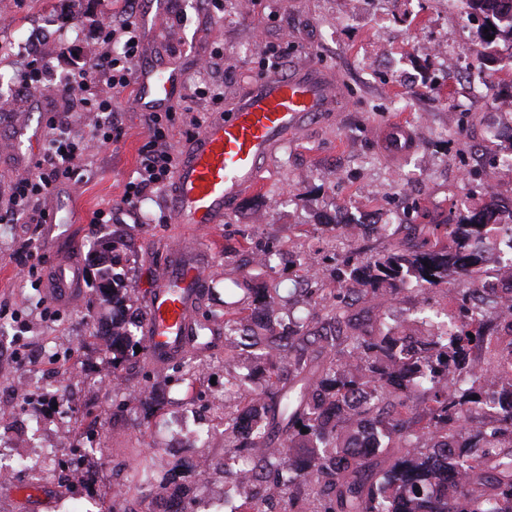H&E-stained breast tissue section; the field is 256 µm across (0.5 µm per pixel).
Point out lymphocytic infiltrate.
Here are the masks:
<instances>
[{"label": "lymphocytic infiltrate", "instance_id": "f902f5d3", "mask_svg": "<svg viewBox=\"0 0 512 512\" xmlns=\"http://www.w3.org/2000/svg\"><path fill=\"white\" fill-rule=\"evenodd\" d=\"M124 2L128 6L127 19L120 27H107L104 46L98 55L101 70L118 93L134 88V64L139 57V39L133 21L135 12L131 8L133 0ZM116 44L121 47L117 53L112 50ZM68 88L76 94L75 111L95 115L92 132L88 138L72 139L59 133L57 118L49 119L47 149L30 166L28 173L14 182L6 204L0 205L1 224L46 223L49 212L38 208V201L52 196L61 184L70 180L92 149L109 146L122 135L123 128L111 100L99 94L92 80L81 76L73 79ZM174 120L169 111L149 114L147 135L138 151L135 175L125 186L123 204L136 205L171 181L177 164L169 145Z\"/></svg>", "mask_w": 512, "mask_h": 512}]
</instances>
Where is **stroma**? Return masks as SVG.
<instances>
[{
  "label": "stroma",
  "instance_id": "35a3bbf8",
  "mask_svg": "<svg viewBox=\"0 0 512 512\" xmlns=\"http://www.w3.org/2000/svg\"><path fill=\"white\" fill-rule=\"evenodd\" d=\"M122 0H0V136L12 139L20 128L59 115L75 137L90 128L87 117L63 112L57 86L65 74L84 68L97 47L105 23L125 19ZM163 33L138 25L140 62L160 63L187 45L180 61L184 90L172 103L176 112L170 136L174 154L189 139L183 113L215 118L230 111L240 95L264 74H286L320 67L338 76L331 111L308 119L274 146L264 163L261 184L242 194L223 223L188 236L176 224L168 190L136 207L123 205L125 185L138 162L147 133V115L130 93H113L106 78L96 81L111 97L124 133L91 155L79 174L62 184L44 205L62 226L46 237L41 224L0 223V356H17L19 377L32 389L15 417L0 419V446L16 460L11 483L0 484V512H110L112 471L129 470L138 454L151 453L165 468L181 466V482L190 492L182 512H194L198 498L224 496V472L195 485L189 467L202 456L224 458V436L207 445L174 443L173 416L189 415L193 430L213 428L212 397H223L230 372L223 355L209 358L195 386L171 370L153 364L146 352H131L123 366L125 383L114 386L112 352L98 341L110 327L112 309L93 288L90 260L103 242L117 245L121 273L130 294L127 304L136 325H143L146 294L170 246L193 239L208 256L209 288L200 315L220 313L230 279L254 288H273L281 299L299 305L304 256L324 270L323 287H333L327 272L334 253L374 255L402 247L412 237L428 235L432 224L485 207L512 218V174L490 184L486 166L512 151V141L489 133L512 124L502 101L512 100V83L500 75L512 67V44L485 48L480 20L458 0H405L394 13L384 0H262L259 13L240 12L236 0L216 10L210 0H164ZM39 41L45 71L38 92L23 90L19 76L29 60L22 48ZM446 42L468 53L472 69L457 75L456 60L442 61L434 44ZM428 95L414 97V86ZM206 96L196 97V88ZM401 121L413 127L417 147L395 159L382 147L378 132ZM111 208L112 221L92 226L99 208ZM378 214L381 228L358 242L336 235L337 217L357 220ZM284 250L288 258L272 265L256 262L258 244ZM75 259L81 267L82 298L64 306L43 287L53 270L52 256ZM40 344L72 375L58 380L68 396L66 409L37 386L38 365L30 354ZM51 448H93L85 476L64 491L42 461ZM45 492L32 507L21 488Z\"/></svg>",
  "mask_w": 512,
  "mask_h": 512
}]
</instances>
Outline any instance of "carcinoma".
Listing matches in <instances>:
<instances>
[{
  "label": "carcinoma",
  "mask_w": 512,
  "mask_h": 512,
  "mask_svg": "<svg viewBox=\"0 0 512 512\" xmlns=\"http://www.w3.org/2000/svg\"><path fill=\"white\" fill-rule=\"evenodd\" d=\"M473 14L493 40L512 43V0H468ZM420 246L372 257H336L335 288H303L309 305L330 309V318L311 325L290 314L271 313L255 330L256 309H274L278 297L253 289L250 303L224 313V354L245 344L264 352L269 368L263 383L240 397V380L224 381V461L257 456L254 476L224 491L227 512H512V378L489 384L479 375L448 391V371L463 372L477 363L476 351L490 352L498 337L468 315L466 298L457 299L460 323L451 332L438 327L422 337L425 349L412 347L400 329L376 334L348 309L365 297L393 289L401 281L428 288L448 283L452 274L475 271L486 262V244L498 227L492 209L462 215ZM95 290L112 305V367L119 371L135 337L123 315L127 289L115 272L113 248L98 252ZM191 349L166 360L173 372L196 379L193 359L214 347ZM363 392V415L379 422L377 455L367 458L350 442L360 418L350 404ZM496 405L504 430L485 424L475 441L488 449L492 463L477 461L474 446L448 447L459 425ZM250 423L249 437L237 420ZM307 432H302V429ZM460 478L453 496L439 492L445 480ZM173 471L151 456L130 467L113 512H139L140 493L155 487L166 493Z\"/></svg>",
  "instance_id": "cac0c4a2"
}]
</instances>
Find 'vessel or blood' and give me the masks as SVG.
<instances>
[{
    "instance_id": "obj_1",
    "label": "vessel or blood",
    "mask_w": 512,
    "mask_h": 512,
    "mask_svg": "<svg viewBox=\"0 0 512 512\" xmlns=\"http://www.w3.org/2000/svg\"><path fill=\"white\" fill-rule=\"evenodd\" d=\"M181 90L179 66H141L136 103L148 112L166 111ZM334 82L327 71L308 69L288 75L273 73L248 88L234 108L213 118L179 157L171 208L177 223L202 231L224 221L227 206L243 192L257 188L271 149L310 116L333 102ZM41 127L21 130L12 156L17 166H30L39 148ZM81 274L61 262L46 293L54 302L74 300ZM207 266L193 244L170 249L146 295V352L154 359L180 355L202 327L196 308L206 287Z\"/></svg>"
}]
</instances>
